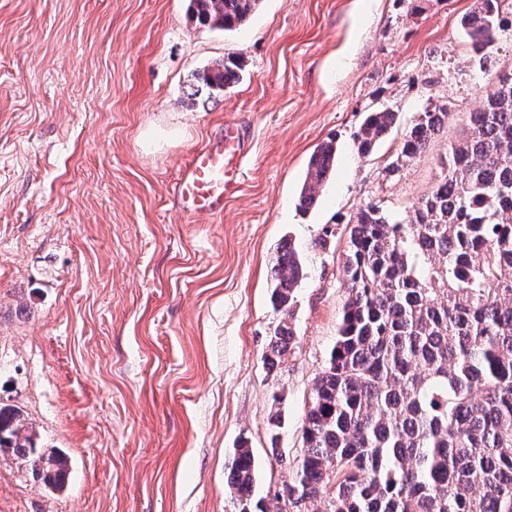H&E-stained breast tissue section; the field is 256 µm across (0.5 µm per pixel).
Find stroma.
Here are the masks:
<instances>
[{
  "label": "stroma",
  "mask_w": 512,
  "mask_h": 512,
  "mask_svg": "<svg viewBox=\"0 0 512 512\" xmlns=\"http://www.w3.org/2000/svg\"><path fill=\"white\" fill-rule=\"evenodd\" d=\"M472 5L260 0L224 31L196 27L189 0H0V403L70 464L54 490L0 450V512H238L228 473L243 443L253 502L296 512L277 494L336 341L342 224L374 197L407 210L441 179L485 83L461 28ZM232 53L238 83L190 103L195 73ZM436 103L442 133L386 177ZM375 108L398 119L362 156L354 134ZM227 124L245 150L239 190L222 215L185 218L174 183ZM331 138L336 170L298 211ZM328 225L334 248L315 247ZM288 239L305 275L286 314L271 268ZM284 320L293 349L265 364ZM336 165V144L331 139L323 142L312 155L300 189L297 207L302 212L313 208L319 197V189L333 173Z\"/></svg>",
  "instance_id": "35a3bbf8"
}]
</instances>
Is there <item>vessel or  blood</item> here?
<instances>
[{
	"label": "vessel or blood",
	"mask_w": 512,
	"mask_h": 512,
	"mask_svg": "<svg viewBox=\"0 0 512 512\" xmlns=\"http://www.w3.org/2000/svg\"><path fill=\"white\" fill-rule=\"evenodd\" d=\"M244 158L238 131L233 125H225L223 131L189 155L173 188L178 209L190 217L223 213L225 198L237 188L231 169L241 165Z\"/></svg>",
	"instance_id": "b4317fda"
}]
</instances>
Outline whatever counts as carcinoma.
<instances>
[{
	"mask_svg": "<svg viewBox=\"0 0 512 512\" xmlns=\"http://www.w3.org/2000/svg\"><path fill=\"white\" fill-rule=\"evenodd\" d=\"M259 0H191L203 27L231 30ZM506 0H474L463 29L489 89L468 130L440 158L445 175L403 217L372 198L350 215L339 272L348 292L336 341L315 377L306 447L283 495L303 512H512V68L491 56ZM230 54L197 74L190 100L239 79ZM448 104L422 112L385 172L414 161L448 123ZM396 113H366L354 134L371 153ZM336 144L312 155L297 207L313 208L333 173ZM273 304L290 315L303 279L300 256L283 243ZM294 331L278 326L266 359L283 362ZM0 448L25 459L61 490L65 455L37 448L24 413L0 406ZM229 486L250 509L254 456L237 448Z\"/></svg>",
	"mask_w": 512,
	"mask_h": 512,
	"instance_id": "1",
	"label": "carcinoma"
}]
</instances>
